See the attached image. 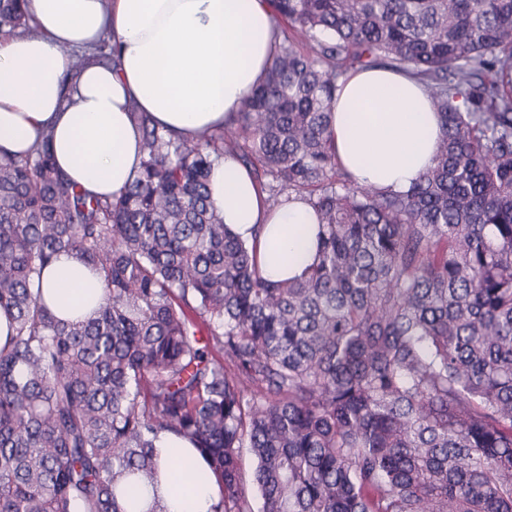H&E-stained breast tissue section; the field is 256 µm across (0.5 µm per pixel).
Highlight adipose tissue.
<instances>
[{
    "label": "adipose tissue",
    "mask_w": 512,
    "mask_h": 512,
    "mask_svg": "<svg viewBox=\"0 0 512 512\" xmlns=\"http://www.w3.org/2000/svg\"><path fill=\"white\" fill-rule=\"evenodd\" d=\"M34 34L0 35V151L24 155L50 136L66 178L88 198L119 197L142 168L133 111L182 137L223 127L265 79L278 43L266 0H27ZM111 36L118 66L88 60L71 84L67 50ZM332 140L338 161L357 181L398 190L434 164L440 117L414 79L384 68L340 78ZM388 106L375 111L379 98ZM210 198L227 227L255 247L265 278L300 276L316 257L318 218L296 194L269 210L250 172L230 154L216 162ZM47 304L63 318L88 313L82 291L105 292L73 256L43 272ZM160 462L189 461L204 489L180 477L165 484L167 512H209L220 495L214 475L190 445L164 437Z\"/></svg>",
    "instance_id": "ef3b65f1"
}]
</instances>
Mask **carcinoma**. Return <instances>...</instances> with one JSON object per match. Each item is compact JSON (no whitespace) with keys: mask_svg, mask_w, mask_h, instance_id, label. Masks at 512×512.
<instances>
[{"mask_svg":"<svg viewBox=\"0 0 512 512\" xmlns=\"http://www.w3.org/2000/svg\"><path fill=\"white\" fill-rule=\"evenodd\" d=\"M268 2L264 83L190 139L134 113L142 173L119 198L67 183L46 136L0 157V512H156L138 486L160 491L165 435L208 461L210 512H253L254 490L260 512H512V0ZM18 29L22 0H0ZM376 66L441 118L398 191L331 147L339 78ZM226 152L270 207L315 208L303 276L264 278L215 210ZM62 252L105 288L82 320L42 295Z\"/></svg>","mask_w":512,"mask_h":512,"instance_id":"1","label":"carcinoma"}]
</instances>
